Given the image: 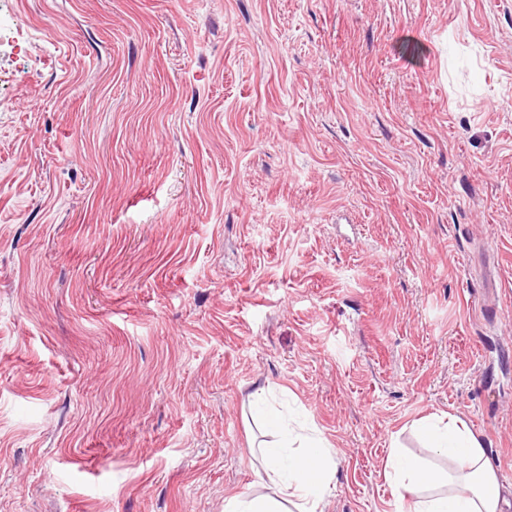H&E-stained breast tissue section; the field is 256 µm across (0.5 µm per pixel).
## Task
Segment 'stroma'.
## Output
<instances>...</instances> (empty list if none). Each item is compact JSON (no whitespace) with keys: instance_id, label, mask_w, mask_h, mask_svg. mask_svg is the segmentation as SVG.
<instances>
[{"instance_id":"1","label":"stroma","mask_w":512,"mask_h":512,"mask_svg":"<svg viewBox=\"0 0 512 512\" xmlns=\"http://www.w3.org/2000/svg\"><path fill=\"white\" fill-rule=\"evenodd\" d=\"M260 390L512 512V0H0V512H224ZM420 430L428 447L448 461L430 467L416 456L394 449L388 475L409 512H503L501 483L481 441L460 419L428 418Z\"/></svg>"}]
</instances>
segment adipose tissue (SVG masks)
I'll return each mask as SVG.
<instances>
[{
    "instance_id": "adipose-tissue-1",
    "label": "adipose tissue",
    "mask_w": 512,
    "mask_h": 512,
    "mask_svg": "<svg viewBox=\"0 0 512 512\" xmlns=\"http://www.w3.org/2000/svg\"><path fill=\"white\" fill-rule=\"evenodd\" d=\"M278 440L262 446L261 456L274 494L237 496L224 512H319L333 479L336 451L321 437L295 436L284 417L266 409ZM420 430L429 448L448 462L447 469L430 467L416 456L393 451L388 475L399 497L408 499V512H502L501 483L481 441L460 419L429 418Z\"/></svg>"
}]
</instances>
